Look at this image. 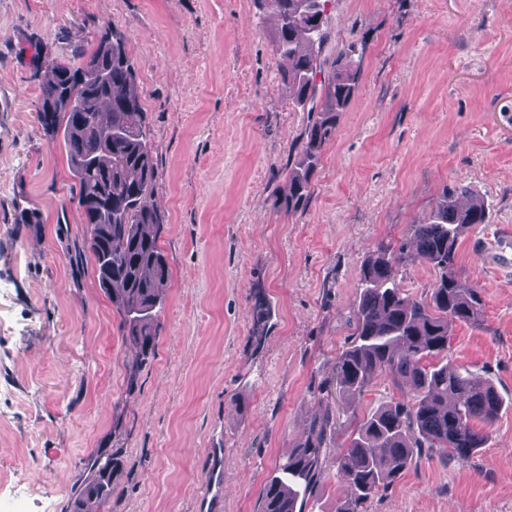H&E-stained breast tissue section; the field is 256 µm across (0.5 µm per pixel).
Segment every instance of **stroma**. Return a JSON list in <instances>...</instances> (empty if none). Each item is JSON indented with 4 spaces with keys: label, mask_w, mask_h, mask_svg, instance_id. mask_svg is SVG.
I'll list each match as a JSON object with an SVG mask.
<instances>
[{
    "label": "stroma",
    "mask_w": 512,
    "mask_h": 512,
    "mask_svg": "<svg viewBox=\"0 0 512 512\" xmlns=\"http://www.w3.org/2000/svg\"><path fill=\"white\" fill-rule=\"evenodd\" d=\"M105 22L139 65L165 218L146 358L98 286L63 138L36 118L48 72L34 53L80 66ZM325 28L324 67L351 47L361 79L291 216L275 198L308 112L260 0H0V512H69L106 448L124 467L96 512H256L335 396L363 262L461 186L487 212L458 246L484 307L454 324L448 361L504 406L468 462L424 455L365 510L512 512V268L489 255L512 226V0H328ZM32 207L41 223H17ZM396 395L380 378L339 404L306 512L346 498L336 450Z\"/></svg>",
    "instance_id": "stroma-1"
}]
</instances>
